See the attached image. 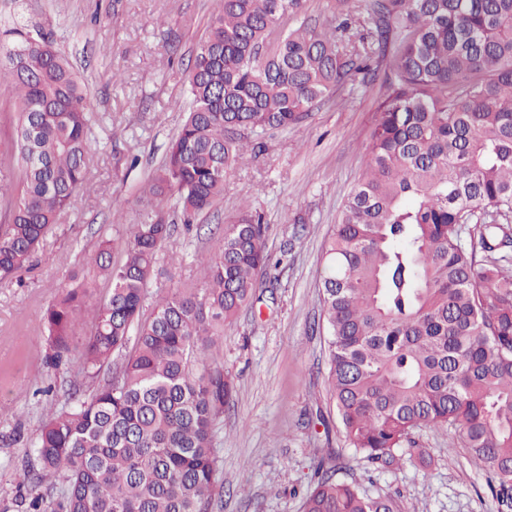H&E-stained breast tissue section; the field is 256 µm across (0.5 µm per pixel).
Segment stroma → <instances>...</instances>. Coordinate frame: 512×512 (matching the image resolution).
Segmentation results:
<instances>
[{"mask_svg":"<svg viewBox=\"0 0 512 512\" xmlns=\"http://www.w3.org/2000/svg\"><path fill=\"white\" fill-rule=\"evenodd\" d=\"M211 10V0H0V35L39 27L67 56L94 98L101 142L89 181L29 270L0 283V512H18V474L48 409L73 391L91 397L110 376H85L76 349L50 369L44 318L71 274L93 268L101 237L144 220L141 189L184 119L186 70ZM380 97L379 84L346 82L308 119L267 135L255 157L228 171L223 198L192 231L177 224L180 264L159 255L147 314L169 291L199 288L197 258L243 211L262 214L265 247L278 262L213 351L236 387L216 436L220 512H301L318 460L329 457L339 460L337 479L394 497L401 512H512L465 449L449 448L447 432L416 430L420 452L379 468L349 447L329 401L317 283L325 242L363 174Z\"/></svg>","mask_w":512,"mask_h":512,"instance_id":"35a3bbf8","label":"stroma"}]
</instances>
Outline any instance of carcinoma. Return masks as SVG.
Masks as SVG:
<instances>
[{
    "label": "carcinoma",
    "instance_id": "obj_1",
    "mask_svg": "<svg viewBox=\"0 0 512 512\" xmlns=\"http://www.w3.org/2000/svg\"><path fill=\"white\" fill-rule=\"evenodd\" d=\"M186 77L191 108L143 190L150 210L126 237L101 239L108 297L76 343L73 310L92 280L75 273L46 317L48 362L81 350L86 373L116 375L38 427L36 464L18 487H45L24 512H212L221 493L216 428L234 396L209 360L224 324L250 307L272 265L267 226L245 212L199 259L202 287L141 311L159 254L172 246L167 203L191 229L224 196L228 170L263 133L307 117L360 76L383 98L362 178L325 248L328 392L346 441L383 468L414 448L415 429L445 428L501 502L512 503V0H341L338 25L302 22L300 0H213ZM363 13L357 38L342 40ZM0 45V91L18 104L0 163V281L30 263L84 184L90 91L42 30ZM481 225L478 259L465 233ZM122 259L112 263V249ZM315 468L302 512H398ZM57 497H48L54 489Z\"/></svg>",
    "mask_w": 512,
    "mask_h": 512
}]
</instances>
